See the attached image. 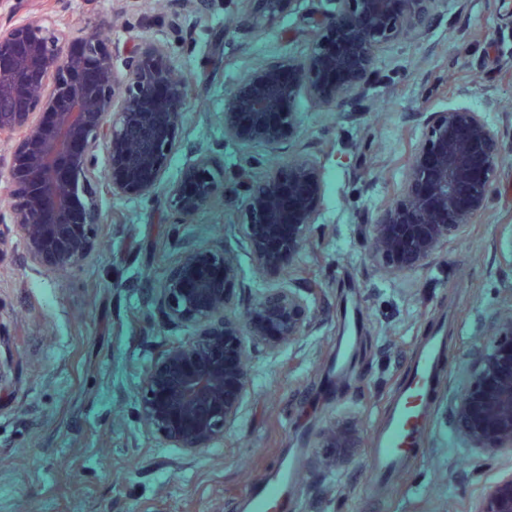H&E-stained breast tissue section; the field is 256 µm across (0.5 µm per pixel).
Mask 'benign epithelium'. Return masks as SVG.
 I'll return each instance as SVG.
<instances>
[{"instance_id": "benign-epithelium-1", "label": "benign epithelium", "mask_w": 512, "mask_h": 512, "mask_svg": "<svg viewBox=\"0 0 512 512\" xmlns=\"http://www.w3.org/2000/svg\"><path fill=\"white\" fill-rule=\"evenodd\" d=\"M256 22L280 16L284 0H258ZM437 0H334L314 21L309 54L245 74L224 102V139L260 143L272 152L298 129L293 110L306 94L324 107L362 98L379 48L404 33L427 34ZM0 27V130L18 135L10 159L14 200L0 225L22 233L28 261L75 269L96 246L102 222L99 185L114 197L154 195L179 148L185 93L162 44L133 40L106 50L92 31L71 37L47 15ZM105 170H100V157ZM503 148L485 113L457 106L424 113L403 192L372 224L373 257L397 269L423 264L484 213ZM318 157L299 152L254 180L243 177L241 232L258 270L278 281L236 316L239 274L215 245L181 243L157 304L170 328L192 339L166 348L140 392L144 426L186 452L224 440L251 386L246 342L276 351L309 328V300L283 273L298 264L321 192ZM224 194L214 159L202 154L167 191L176 224H185ZM467 385L452 412L457 431L485 454L512 448V304L496 320L495 337L469 355ZM353 430L330 428L323 447H360ZM475 512H512V472L487 488Z\"/></svg>"}]
</instances>
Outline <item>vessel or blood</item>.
<instances>
[{"label": "vessel or blood", "instance_id": "obj_1", "mask_svg": "<svg viewBox=\"0 0 512 512\" xmlns=\"http://www.w3.org/2000/svg\"><path fill=\"white\" fill-rule=\"evenodd\" d=\"M446 356L447 336L440 328L425 337L412 353L404 379L385 411L384 429L373 442L377 485H385L404 468L409 448L420 434ZM294 482V470L283 467L274 478L254 486L248 494L254 512H285L288 487Z\"/></svg>", "mask_w": 512, "mask_h": 512}]
</instances>
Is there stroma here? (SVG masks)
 Segmentation results:
<instances>
[{
  "mask_svg": "<svg viewBox=\"0 0 512 512\" xmlns=\"http://www.w3.org/2000/svg\"><path fill=\"white\" fill-rule=\"evenodd\" d=\"M323 0H290L272 25L243 26L255 0H211L189 31L169 26L189 0H28L24 17L58 15L71 36L98 30L113 45L163 42L186 75L181 144L163 192L137 200L101 197L98 247L58 272L27 262L21 236L0 248V512H251L245 492L285 464L297 478L287 512H472L482 490L512 467L471 448L451 408L469 354L488 342L512 296V0H439L422 38L381 47L374 79L354 111L299 96V148L322 164L310 241L300 253L310 298L304 336L270 352L249 345L253 382L223 441L189 454L165 444L138 416L143 377L165 347L190 340L164 325L154 297L177 262L176 241L218 244L234 256L241 304L269 280L238 228L234 177L263 169L265 146L225 140L226 92L248 71L305 58ZM466 105L484 112L507 158L487 210L425 264L391 269L373 259L369 226L405 184L422 113ZM215 149L224 198L189 223H173L164 191L197 153ZM357 318L353 365L337 392L336 346ZM448 325L447 362L419 450L393 484L373 490L371 445L407 359L437 323ZM348 426L364 445L323 447Z\"/></svg>",
  "mask_w": 512,
  "mask_h": 512,
  "instance_id": "stroma-1",
  "label": "stroma"
}]
</instances>
